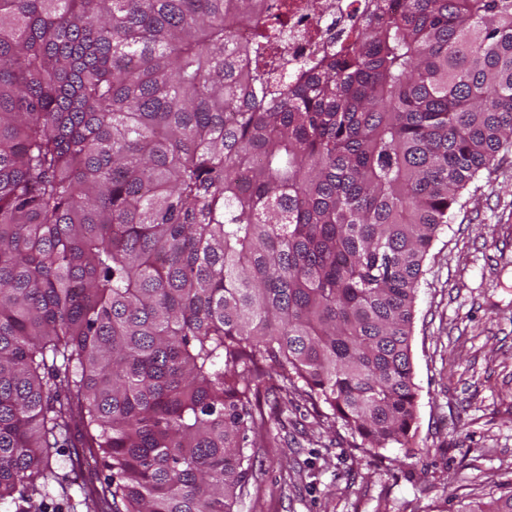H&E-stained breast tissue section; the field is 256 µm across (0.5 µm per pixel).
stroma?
Instances as JSON below:
<instances>
[{
    "label": "stroma",
    "instance_id": "35a3bbf8",
    "mask_svg": "<svg viewBox=\"0 0 512 512\" xmlns=\"http://www.w3.org/2000/svg\"><path fill=\"white\" fill-rule=\"evenodd\" d=\"M416 453L350 447L293 402L260 394L265 448L236 512H460L512 493V147L461 193L424 262L411 341Z\"/></svg>",
    "mask_w": 512,
    "mask_h": 512
}]
</instances>
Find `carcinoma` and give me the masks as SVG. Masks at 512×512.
I'll return each mask as SVG.
<instances>
[{"label":"carcinoma","instance_id":"carcinoma-1","mask_svg":"<svg viewBox=\"0 0 512 512\" xmlns=\"http://www.w3.org/2000/svg\"><path fill=\"white\" fill-rule=\"evenodd\" d=\"M401 2L288 78L305 0H0V505L70 502L79 443L87 512H233L262 385L413 455L418 285L512 145V0ZM62 456H56L52 462L54 467L61 470L71 471L77 476H87L89 455L86 448H66ZM90 462V460H89Z\"/></svg>","mask_w":512,"mask_h":512}]
</instances>
